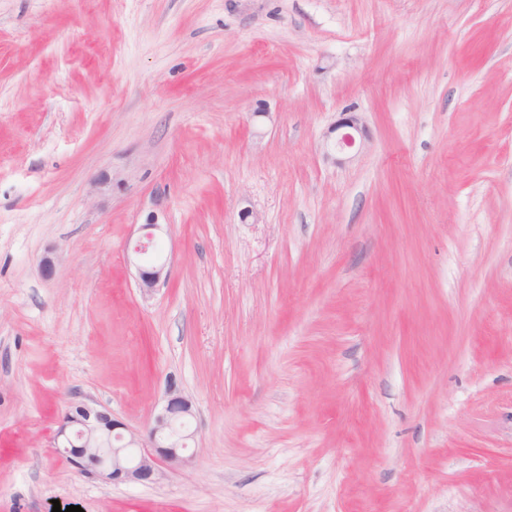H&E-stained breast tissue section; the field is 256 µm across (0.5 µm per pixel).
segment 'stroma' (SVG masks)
Here are the masks:
<instances>
[{"label": "stroma", "instance_id": "1", "mask_svg": "<svg viewBox=\"0 0 512 512\" xmlns=\"http://www.w3.org/2000/svg\"><path fill=\"white\" fill-rule=\"evenodd\" d=\"M171 382L158 483L51 448ZM56 501L512 512V0H0V512ZM349 115L342 118V121L338 122L330 133L338 132L342 129L349 131L342 132L340 135H336V139L331 144L332 149L336 153H343L345 149L353 148L356 145V135L360 136V142L363 145L365 140L369 139L366 126L362 119L354 112H346ZM163 224H156L155 221L142 224L143 235L132 246L127 259L137 272V285L143 295L152 294L160 288L167 279V263L156 253L157 235L156 231L161 229Z\"/></svg>", "mask_w": 512, "mask_h": 512}]
</instances>
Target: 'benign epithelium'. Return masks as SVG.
<instances>
[{
    "label": "benign epithelium",
    "instance_id": "obj_1",
    "mask_svg": "<svg viewBox=\"0 0 512 512\" xmlns=\"http://www.w3.org/2000/svg\"><path fill=\"white\" fill-rule=\"evenodd\" d=\"M340 132L331 144L342 153L369 139L366 126L354 112L338 122ZM143 235L132 246L127 259L137 272L142 294L150 295L167 279V263L156 253V231L161 225L150 221L141 226ZM193 415L192 402L171 383L164 394V405L156 415L147 439L114 418L112 411L98 403L70 407L59 422L52 447L65 454L82 473L108 482L156 483L164 476L161 465L189 464L193 435L186 422Z\"/></svg>",
    "mask_w": 512,
    "mask_h": 512
}]
</instances>
